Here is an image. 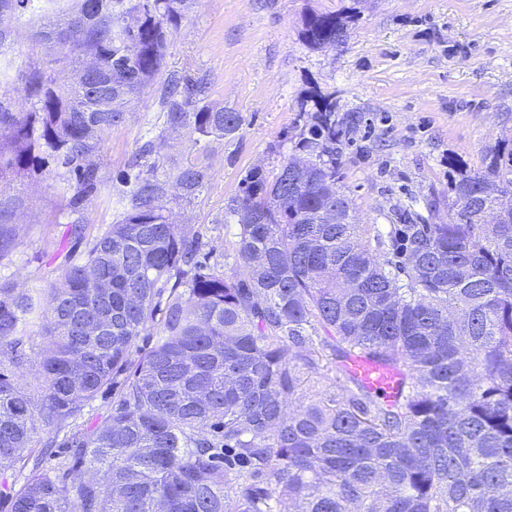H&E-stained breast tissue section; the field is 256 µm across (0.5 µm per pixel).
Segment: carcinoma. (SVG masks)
<instances>
[{
  "mask_svg": "<svg viewBox=\"0 0 512 512\" xmlns=\"http://www.w3.org/2000/svg\"><path fill=\"white\" fill-rule=\"evenodd\" d=\"M69 2L0 0V49L24 15L55 14L42 35L65 40L81 17ZM99 2L64 51V83L35 69L29 111L0 100V179L44 155L76 209L99 182L76 153L92 128L98 150L156 81L188 0ZM346 19L311 13L302 38L339 44ZM86 52L112 94L88 95ZM205 92L170 78L168 128L234 135L240 113L195 109ZM314 106L303 156L284 163L296 181L254 170L224 212L238 225L231 273L172 222L166 182L139 175L61 286L0 280V470L26 472L11 512H512V146L451 181L452 222L401 224L386 243L355 220L336 113ZM206 180L195 166L175 178L187 197ZM144 333L155 343L141 352ZM355 356L401 372L393 399L348 375ZM120 376L104 422L75 426Z\"/></svg>",
  "mask_w": 512,
  "mask_h": 512,
  "instance_id": "carcinoma-1",
  "label": "carcinoma"
}]
</instances>
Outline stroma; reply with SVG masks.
<instances>
[{
    "label": "stroma",
    "instance_id": "obj_1",
    "mask_svg": "<svg viewBox=\"0 0 512 512\" xmlns=\"http://www.w3.org/2000/svg\"><path fill=\"white\" fill-rule=\"evenodd\" d=\"M349 11L341 44L310 49L302 21L313 12ZM0 54V96L15 99L33 69L65 76L69 65L21 19ZM161 81L146 89L124 123L113 127L93 161L100 182L79 210L59 186L54 163L0 179V213L14 228L0 278L26 288L59 283L66 261L113 224L133 188L128 163L173 182L181 169L204 168L208 181L191 200L171 187L174 223L199 232L212 262L235 267L236 225L224 211L247 171L274 178L294 155L313 99L343 122L336 169L358 223L448 221V162L474 172L512 140V0H191L169 38ZM205 78L210 110L240 113L234 136L168 130L164 79ZM150 153H143L144 145ZM81 221L74 237L72 221Z\"/></svg>",
    "mask_w": 512,
    "mask_h": 512
}]
</instances>
